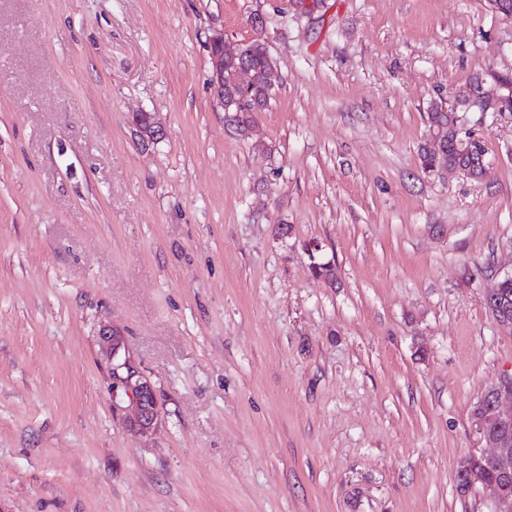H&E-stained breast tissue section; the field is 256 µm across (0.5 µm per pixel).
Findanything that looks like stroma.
I'll return each mask as SVG.
<instances>
[{
	"label": "stroma",
	"instance_id": "obj_1",
	"mask_svg": "<svg viewBox=\"0 0 512 512\" xmlns=\"http://www.w3.org/2000/svg\"><path fill=\"white\" fill-rule=\"evenodd\" d=\"M218 34L277 64L248 137ZM493 74L486 0H0V512H493L456 468L512 371V114L469 117L483 180L418 154ZM245 55L240 46L237 48L227 47L224 41V35L217 36L211 44V64H212V85L219 104L224 108V112H235L232 116V123L236 130L242 134L247 133L254 121L256 112H240L243 102L233 94L230 99L224 100V82L229 87L234 88L243 84L248 77L250 67L244 61ZM223 91L221 94L220 92ZM231 106H234L231 111ZM103 336L112 346V374L118 383L122 385L127 396L135 407V421L143 433L149 432L153 426L152 409L155 408L156 396L153 386L137 367L127 358L119 360L120 342L112 337V332L103 330Z\"/></svg>",
	"mask_w": 512,
	"mask_h": 512
}]
</instances>
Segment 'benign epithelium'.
Here are the masks:
<instances>
[{
	"label": "benign epithelium",
	"mask_w": 512,
	"mask_h": 512,
	"mask_svg": "<svg viewBox=\"0 0 512 512\" xmlns=\"http://www.w3.org/2000/svg\"><path fill=\"white\" fill-rule=\"evenodd\" d=\"M211 64L212 85L219 104L226 112L240 111L243 102L234 95L226 100L221 91L226 85L234 88L244 83L248 77L250 67L245 63L241 49L227 47L224 36H217L211 44ZM510 98L512 86L498 82L496 88L489 91L482 81L476 91L467 90L448 106L435 105L431 111L448 112L455 118L469 113L483 116L489 112L503 113ZM103 336L112 346V374L135 407L139 429L147 433L153 426L152 409L156 404L153 386L129 359H118L120 343L112 337V332L105 329ZM471 420L475 433L493 448V453L471 452L460 458L457 476L461 478L462 490L480 488L491 496L496 512H512V373L503 375L495 386L481 395ZM486 463L494 468L496 479L487 480L481 476L479 467Z\"/></svg>",
	"instance_id": "benign-epithelium-1"
}]
</instances>
